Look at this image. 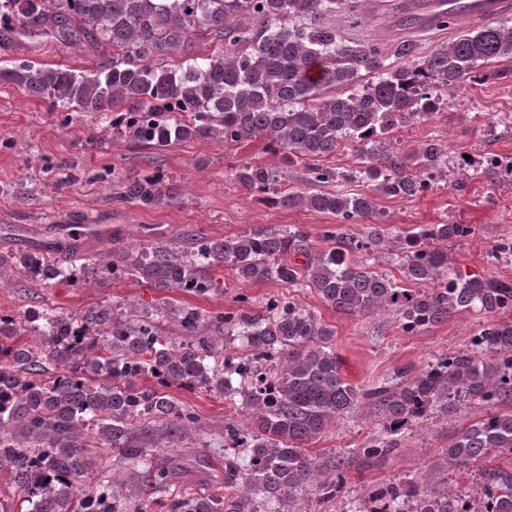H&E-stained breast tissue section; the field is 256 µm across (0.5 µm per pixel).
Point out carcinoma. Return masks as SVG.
Returning a JSON list of instances; mask_svg holds the SVG:
<instances>
[{"instance_id": "carcinoma-1", "label": "carcinoma", "mask_w": 512, "mask_h": 512, "mask_svg": "<svg viewBox=\"0 0 512 512\" xmlns=\"http://www.w3.org/2000/svg\"><path fill=\"white\" fill-rule=\"evenodd\" d=\"M358 24L351 0H0V49L20 37L83 39L110 53L93 70L20 63L0 80L30 97L81 112L120 129L146 149L219 138L230 146L264 141L284 164L306 169L304 189L283 187L284 168L244 162L232 178L272 206H305L339 224L378 215L370 195L340 186L361 181L387 197L412 199L448 165L446 147L429 141L393 147L397 128L440 111L442 95L501 58H512V26L473 29L420 55L414 40L391 52L349 41L332 18ZM351 144L362 166L323 164ZM119 198L167 205L179 191L155 172L112 175ZM473 234L468 224H427L405 237L401 273L408 286L376 271L387 230L370 224L353 237L327 231L331 247L311 251L295 226L256 228L215 239L198 234L180 244L157 238L143 249L113 246L95 266L52 262L47 252L77 241L42 244L10 256L29 284L71 282L77 272L136 278L151 287L205 298L218 291L210 271L228 265L243 282L309 288L332 310L349 315L392 308L404 333L448 320L460 310L512 311V281L448 268L445 245ZM289 256L282 261V256ZM303 261H296V257ZM362 256L358 262L355 257ZM203 313L166 299L146 316L99 304L82 314L43 306L18 322L0 317V480L21 492L29 512H294L308 492L330 502L348 494L345 459L329 472L308 449L364 401L380 433L356 452L363 464L393 455L415 424L448 417L475 401L485 416L458 433L444 457L458 465L512 459V321H493L468 348L433 356L416 376L395 371L360 391L343 376L335 330L293 296L272 294L251 312ZM31 336L36 344H16ZM240 339L249 352L224 353ZM213 392L240 402L249 421L224 424V491L193 493L185 471L159 460L154 428L176 444L200 429L193 409L171 387ZM107 451L128 479L101 477L83 488ZM512 512V466L485 469L470 494L430 488L416 477L375 487L348 512Z\"/></svg>"}]
</instances>
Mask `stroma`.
Listing matches in <instances>:
<instances>
[{"label":"stroma","instance_id":"obj_1","mask_svg":"<svg viewBox=\"0 0 512 512\" xmlns=\"http://www.w3.org/2000/svg\"><path fill=\"white\" fill-rule=\"evenodd\" d=\"M395 0H355L358 24L344 14L334 23L345 38L372 41L390 47L413 35L421 53L455 41L478 20L460 18L448 29L432 35L411 33L402 26ZM106 57L104 50L88 43L26 40L13 50L0 51V69L34 61L64 64L79 70L96 68ZM490 74L479 82H465L444 99L441 112L391 134L394 146L421 145L435 140L448 148L447 175L433 189L413 199L378 197L388 236L378 253L376 266L394 279L401 242L406 233L422 224H470L469 238L448 244V265L470 273L512 279V262L492 260L493 246L512 237V180L497 178L487 171L490 156L512 155V59H501L489 67ZM253 162L282 166L281 156L265 153L261 142L232 149L216 138H198L164 150L142 149L128 143L107 123L54 107L50 102L27 96L15 85L0 81V253L32 250L45 236L62 238L69 224H101L105 234H84L80 261L89 263L112 245L129 248L147 246L157 236L176 237L201 233L209 237L241 235L255 228L300 227L313 249L327 246L326 230L340 227L358 236L361 224L337 225L332 216L304 207L272 208L253 198L229 174V163ZM161 173L181 193L178 201L158 207H143L115 199L109 180L112 175L130 179L152 172ZM33 190L32 199L18 196ZM218 294L195 299V306L209 311L236 309L235 298L247 293L256 299L280 293L274 282L247 284L237 279L231 267L219 270ZM160 294L129 278L114 284L89 279L74 285L61 283L50 288H26L13 283L0 287V316L23 319L32 308L48 305L78 314L97 304L117 306L134 302L137 312L153 307ZM297 299L336 331V350L345 379L354 387L369 389L396 368L417 373L438 352L467 348L472 336L487 325L490 317L477 310L455 313L448 321L407 336L394 311L368 316H347L326 307L315 292L301 290ZM171 395L191 406L201 429L191 433L185 444L172 446L157 438L159 459L211 454L226 419L240 420L241 413L222 399L198 392L171 388ZM483 410L472 404L448 419L432 420L413 427L399 453L367 469L350 462L349 488L363 497L379 482L411 475L449 490H466L478 479L483 462L448 466L442 451L452 436L480 418ZM378 432L377 416L370 403H362L331 426L311 451L320 463H329L334 451L362 447Z\"/></svg>","mask_w":512,"mask_h":512}]
</instances>
